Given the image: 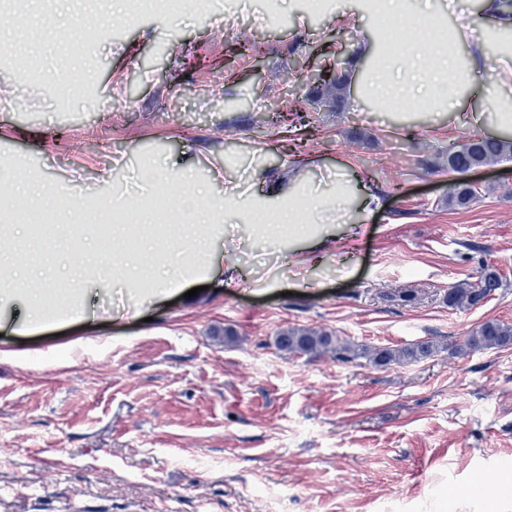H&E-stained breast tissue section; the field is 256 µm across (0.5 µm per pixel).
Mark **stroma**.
I'll list each match as a JSON object with an SVG mask.
<instances>
[{"instance_id": "stroma-1", "label": "stroma", "mask_w": 512, "mask_h": 512, "mask_svg": "<svg viewBox=\"0 0 512 512\" xmlns=\"http://www.w3.org/2000/svg\"><path fill=\"white\" fill-rule=\"evenodd\" d=\"M98 15L95 42H57L53 21ZM0 0V163L24 160L66 183L115 161L155 155L197 180L213 168L262 192L303 149L318 181L347 166L387 190L356 260L310 271L280 256L279 281L247 259L237 288L208 282L186 298L125 318V288L100 287L102 319L0 334V512H512V346L453 352L488 320L512 324V162L474 173L479 195L448 204L459 174L426 167L449 142L485 126L388 127L347 94L343 111L312 110L294 71L331 29L306 0ZM263 41L262 62L232 60L233 79L198 67L227 40ZM83 72L79 97H60ZM311 111L286 131L273 104ZM70 128L68 146L43 137ZM504 286L457 309L448 290L481 265ZM321 328L359 345L423 339L431 357L376 367L333 354L293 355L275 339ZM232 340H225V330Z\"/></svg>"}]
</instances>
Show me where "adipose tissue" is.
Instances as JSON below:
<instances>
[{"label": "adipose tissue", "mask_w": 512, "mask_h": 512, "mask_svg": "<svg viewBox=\"0 0 512 512\" xmlns=\"http://www.w3.org/2000/svg\"><path fill=\"white\" fill-rule=\"evenodd\" d=\"M361 2L367 13L385 17L396 30L393 42L379 47L370 40L358 44L360 60L377 58L359 77L346 80L360 100L400 117L420 101L426 110L442 107L460 122L486 125L503 138L512 136V47L496 48L490 41L494 34L512 35V0H477L473 9L466 0ZM0 183L10 186L8 194L0 196L1 212L20 205L35 217L75 205L53 180H27L14 168H0ZM218 184L224 187L220 197L212 192ZM181 188L184 218L176 222L170 242L159 244L151 221L140 226L147 254L162 246L174 253L169 268L148 266L154 302L200 280L219 278L225 287L236 286L241 268L231 257L234 245L225 239L217 211L247 217L259 229L257 243L267 244L275 237L304 242L302 264L317 267L331 253L339 262L350 260L366 218L383 205L376 185L357 171L318 185L302 164L286 174L266 172L259 195L239 189L218 169L207 180L185 182ZM331 224L347 225L344 239L328 234ZM93 257V263H80L70 271V278L92 286L116 280L139 284L136 256L110 247ZM50 290L47 278L25 254L0 251V330L32 334L57 322L96 321L97 312L85 296L50 302Z\"/></svg>", "instance_id": "1"}]
</instances>
